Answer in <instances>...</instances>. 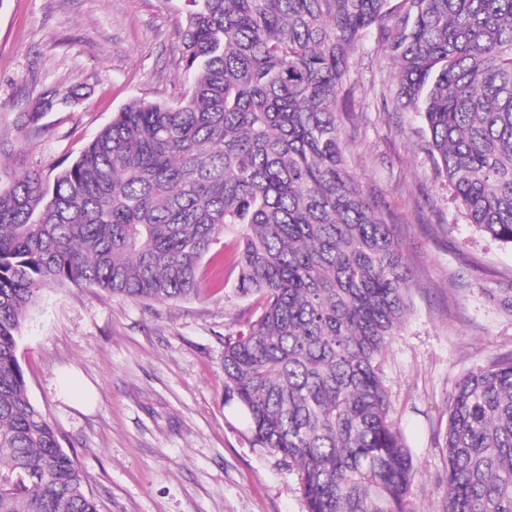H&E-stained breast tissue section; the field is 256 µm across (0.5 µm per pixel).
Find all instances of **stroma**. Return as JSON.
<instances>
[{"mask_svg": "<svg viewBox=\"0 0 512 512\" xmlns=\"http://www.w3.org/2000/svg\"><path fill=\"white\" fill-rule=\"evenodd\" d=\"M185 0H0V143L50 173L71 162L133 99H178L174 31ZM353 63L352 162L368 197L396 216L412 270L411 309L382 378L415 467L412 499L439 512L448 463L447 401L464 375L512 353V245L460 213L426 151L421 124L375 105L374 42ZM81 99L31 130L43 93ZM250 305L209 271L200 298L157 304L85 286L49 287L21 329L29 393L88 478L100 512H304L294 472L251 447L224 402V337Z\"/></svg>", "mask_w": 512, "mask_h": 512, "instance_id": "obj_1", "label": "stroma"}]
</instances>
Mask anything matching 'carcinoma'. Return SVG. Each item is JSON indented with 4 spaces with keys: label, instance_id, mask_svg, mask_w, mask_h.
<instances>
[{
    "label": "carcinoma",
    "instance_id": "carcinoma-1",
    "mask_svg": "<svg viewBox=\"0 0 512 512\" xmlns=\"http://www.w3.org/2000/svg\"><path fill=\"white\" fill-rule=\"evenodd\" d=\"M186 2L180 99L128 103L51 180L0 148V512H100L17 357L45 287L197 298L228 231L255 307L224 336V395L252 446L296 473L305 512H419L381 376L412 276L350 164L352 60L377 43L384 111L422 120L465 218L512 244V0ZM442 452V512H512L511 354L458 383Z\"/></svg>",
    "mask_w": 512,
    "mask_h": 512
}]
</instances>
